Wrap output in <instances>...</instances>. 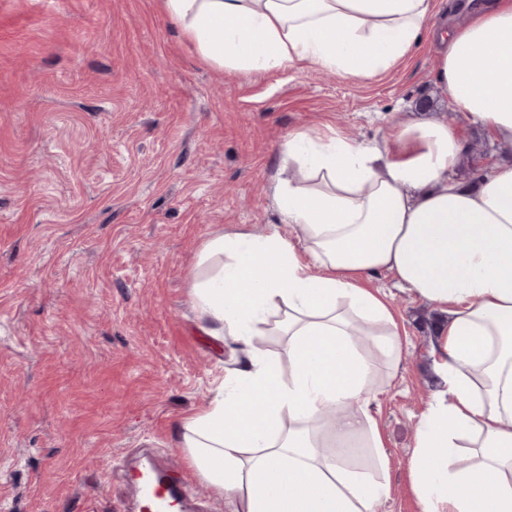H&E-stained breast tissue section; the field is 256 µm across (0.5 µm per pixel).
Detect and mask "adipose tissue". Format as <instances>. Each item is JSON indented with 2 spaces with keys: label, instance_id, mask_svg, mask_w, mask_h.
Segmentation results:
<instances>
[{
  "label": "adipose tissue",
  "instance_id": "ef3b65f1",
  "mask_svg": "<svg viewBox=\"0 0 512 512\" xmlns=\"http://www.w3.org/2000/svg\"><path fill=\"white\" fill-rule=\"evenodd\" d=\"M200 55L235 70L302 63L362 80L396 65L423 34L441 45L437 85L462 120L512 151V0H478L434 28L435 0H165ZM458 127L392 123L380 141L283 146V216L259 241L216 234L195 307L243 355L208 407L180 422L191 466L231 512H375L390 486L350 468L382 447L369 413L378 357L401 339L385 272L445 316L411 457L422 512H512V162L473 184L452 172ZM363 328L366 343L354 337ZM287 339V365L261 347ZM368 442H361V435Z\"/></svg>",
  "mask_w": 512,
  "mask_h": 512
}]
</instances>
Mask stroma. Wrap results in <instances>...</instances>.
<instances>
[{
	"instance_id": "1",
	"label": "stroma",
	"mask_w": 512,
	"mask_h": 512,
	"mask_svg": "<svg viewBox=\"0 0 512 512\" xmlns=\"http://www.w3.org/2000/svg\"><path fill=\"white\" fill-rule=\"evenodd\" d=\"M431 38L361 81L311 66L205 61L164 0H0V512H132L125 472L187 477L199 512H228L176 432L243 358L192 298L215 234H270L288 136L372 143L397 120L461 123ZM453 175L499 150L479 126ZM397 361L370 406L389 466L377 512H422L410 458L440 387L434 306L395 288Z\"/></svg>"
}]
</instances>
